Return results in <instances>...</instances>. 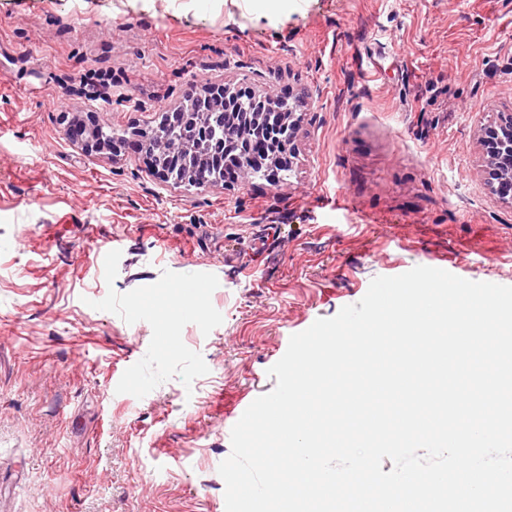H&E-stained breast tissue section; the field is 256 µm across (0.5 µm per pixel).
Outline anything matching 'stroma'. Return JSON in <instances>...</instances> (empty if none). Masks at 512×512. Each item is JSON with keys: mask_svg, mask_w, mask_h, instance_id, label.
<instances>
[{"mask_svg": "<svg viewBox=\"0 0 512 512\" xmlns=\"http://www.w3.org/2000/svg\"><path fill=\"white\" fill-rule=\"evenodd\" d=\"M302 100L283 182L86 149L205 85ZM512 0H0V512H225L236 413L293 334L416 266L512 286L479 133ZM288 1L294 0H232L253 15L256 20L288 12ZM205 154V155H204ZM209 157V149L207 148L198 157H192L190 162H188L187 175L188 182L196 185V181L198 178L203 175L208 176L213 182L224 181L225 179L229 181H233L237 178L238 171L234 169H227L221 173V171H216L209 169L210 163L208 161Z\"/></svg>", "mask_w": 512, "mask_h": 512, "instance_id": "1", "label": "stroma"}]
</instances>
